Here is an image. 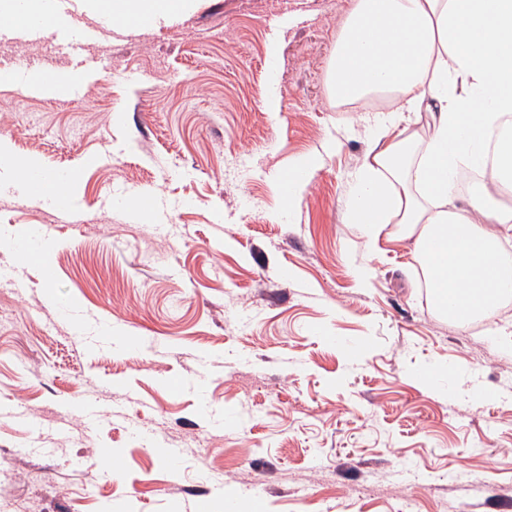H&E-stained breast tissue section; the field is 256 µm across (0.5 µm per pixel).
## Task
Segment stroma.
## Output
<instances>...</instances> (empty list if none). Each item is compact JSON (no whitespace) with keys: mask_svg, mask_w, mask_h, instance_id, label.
Listing matches in <instances>:
<instances>
[{"mask_svg":"<svg viewBox=\"0 0 512 512\" xmlns=\"http://www.w3.org/2000/svg\"><path fill=\"white\" fill-rule=\"evenodd\" d=\"M352 6L196 0L126 35L72 2L66 27L99 32L75 97L0 87L9 154L79 172L66 214L0 175V512H512V298L450 323L411 243L346 219L394 109L327 93ZM0 65L69 70L35 39ZM311 155L287 209L278 177ZM42 224L51 281L8 248Z\"/></svg>","mask_w":512,"mask_h":512,"instance_id":"1","label":"stroma"}]
</instances>
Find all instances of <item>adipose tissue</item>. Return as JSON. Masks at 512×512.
Segmentation results:
<instances>
[{
  "mask_svg": "<svg viewBox=\"0 0 512 512\" xmlns=\"http://www.w3.org/2000/svg\"><path fill=\"white\" fill-rule=\"evenodd\" d=\"M189 0H112V16L152 30L188 12ZM339 100L386 94L396 127L371 138L347 212L370 242H414L435 310L453 323L489 313L512 283L499 247L512 214L487 187L455 204L456 176L485 168L512 180V137L487 162L499 116L512 112V0H355L332 55ZM429 115L426 137L412 129Z\"/></svg>",
  "mask_w": 512,
  "mask_h": 512,
  "instance_id": "obj_1",
  "label": "adipose tissue"
}]
</instances>
